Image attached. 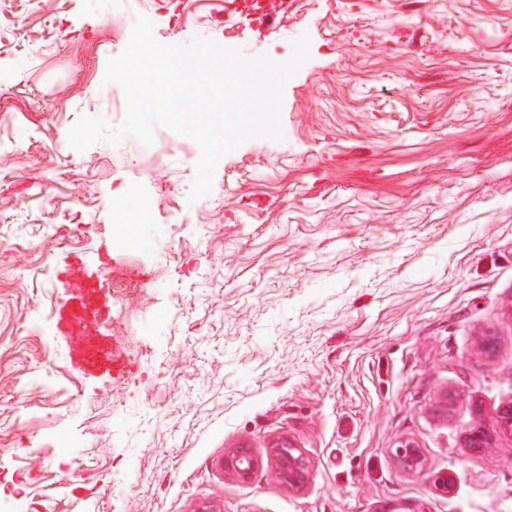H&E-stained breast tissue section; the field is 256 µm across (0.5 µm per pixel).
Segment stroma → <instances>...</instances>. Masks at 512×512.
Returning <instances> with one entry per match:
<instances>
[{
    "label": "stroma",
    "mask_w": 512,
    "mask_h": 512,
    "mask_svg": "<svg viewBox=\"0 0 512 512\" xmlns=\"http://www.w3.org/2000/svg\"><path fill=\"white\" fill-rule=\"evenodd\" d=\"M140 14L160 43L276 62L308 40L282 140L245 141L194 202L190 138L67 144L79 115L122 124L105 73ZM1 240L0 459L25 488L0 512H512V0H293L276 25L0 0ZM281 437L303 488L266 459ZM268 459L275 466L277 480L286 488H300L308 480L310 463L300 448L288 438L272 442ZM395 458L407 471H420L424 468V459L416 443L411 439H402L395 449ZM261 464L262 460L244 445L234 448L224 460L225 468L242 481L250 479Z\"/></svg>",
    "instance_id": "35a3bbf8"
}]
</instances>
